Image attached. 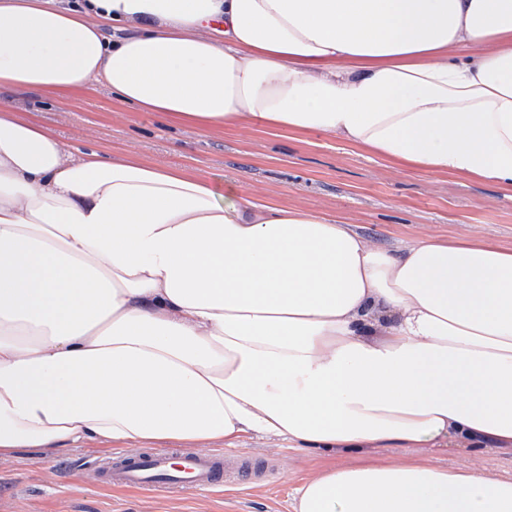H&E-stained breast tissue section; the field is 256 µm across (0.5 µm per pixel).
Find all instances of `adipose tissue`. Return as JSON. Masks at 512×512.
I'll list each match as a JSON object with an SVG mask.
<instances>
[{
    "mask_svg": "<svg viewBox=\"0 0 512 512\" xmlns=\"http://www.w3.org/2000/svg\"><path fill=\"white\" fill-rule=\"evenodd\" d=\"M92 82L509 191L512 0H0V458L264 436L322 462L293 512H512V478L383 458L512 453V248L383 250L11 99Z\"/></svg>",
    "mask_w": 512,
    "mask_h": 512,
    "instance_id": "1",
    "label": "adipose tissue"
}]
</instances>
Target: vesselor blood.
<instances>
[{"instance_id":"obj_1","label":"vessel or blood","mask_w":512,"mask_h":512,"mask_svg":"<svg viewBox=\"0 0 512 512\" xmlns=\"http://www.w3.org/2000/svg\"><path fill=\"white\" fill-rule=\"evenodd\" d=\"M103 483L151 488L165 492H209L224 483H272L273 475L263 474L247 461L229 464L222 452L186 453L165 450H127L98 463Z\"/></svg>"}]
</instances>
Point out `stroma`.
Returning a JSON list of instances; mask_svg holds the SVG:
<instances>
[{
	"label": "stroma",
	"instance_id": "stroma-1",
	"mask_svg": "<svg viewBox=\"0 0 512 512\" xmlns=\"http://www.w3.org/2000/svg\"><path fill=\"white\" fill-rule=\"evenodd\" d=\"M16 105L20 117L37 121L68 146L182 170L223 198L256 197L340 219L379 248L427 236L512 247V192L385 161L320 130L281 133L258 122L225 127L168 118L123 106L100 84L29 93L18 96ZM111 452L88 443L50 456L23 449L0 459V512H292L295 489L315 469L310 454L255 438L237 454L279 466L275 485L166 493L100 483L93 463ZM389 457L512 478L508 454L415 448L390 451Z\"/></svg>",
	"mask_w": 512,
	"mask_h": 512
}]
</instances>
